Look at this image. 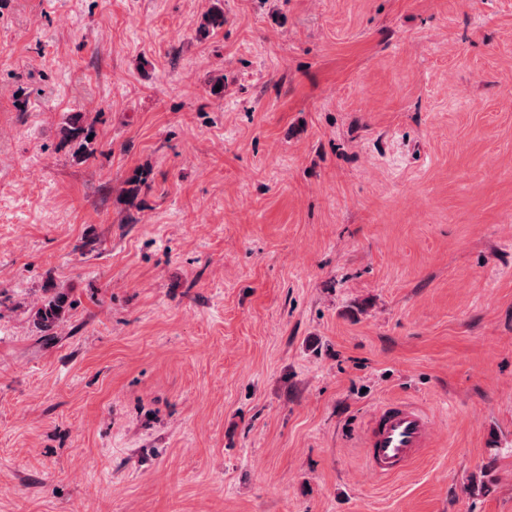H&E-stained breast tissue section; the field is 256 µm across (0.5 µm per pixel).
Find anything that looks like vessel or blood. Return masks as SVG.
Masks as SVG:
<instances>
[{
	"instance_id": "vessel-or-blood-1",
	"label": "vessel or blood",
	"mask_w": 512,
	"mask_h": 512,
	"mask_svg": "<svg viewBox=\"0 0 512 512\" xmlns=\"http://www.w3.org/2000/svg\"><path fill=\"white\" fill-rule=\"evenodd\" d=\"M430 415L409 402H391L374 410L366 435L367 460L380 476L401 474L433 438Z\"/></svg>"
}]
</instances>
